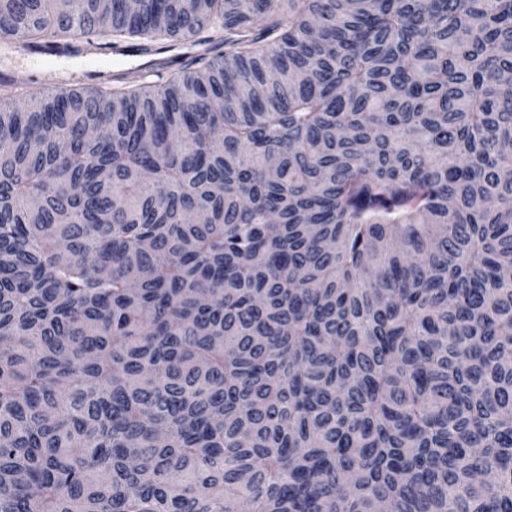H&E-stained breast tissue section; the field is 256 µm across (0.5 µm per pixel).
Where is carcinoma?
<instances>
[{"label": "carcinoma", "instance_id": "cac0c4a2", "mask_svg": "<svg viewBox=\"0 0 512 512\" xmlns=\"http://www.w3.org/2000/svg\"><path fill=\"white\" fill-rule=\"evenodd\" d=\"M206 29L0 85V512H512V0H0ZM97 45L88 47L82 45V50L73 54H62L50 56L44 54H24L39 51L27 46H19L18 49L23 52H17L15 49L0 46V77L13 78L23 82V92L28 96L36 95L48 86L46 79L50 75L55 78L70 82L74 85H82L87 80L85 75L89 71H99L102 73L101 80L112 79V71L124 70L126 80L133 81L145 79L146 81L161 82L165 81L177 65L168 68L171 56L179 53V50H167L161 56L150 60L151 68L156 71L167 69L166 75L158 78L149 73V69L144 64L149 60L148 56H155L162 52L154 49L152 46H118L111 49H97ZM132 50L141 55L133 53L130 56L124 55ZM144 55V56H143Z\"/></svg>", "mask_w": 512, "mask_h": 512}]
</instances>
